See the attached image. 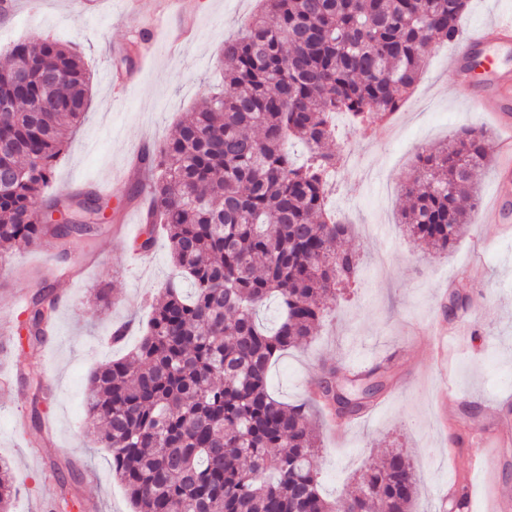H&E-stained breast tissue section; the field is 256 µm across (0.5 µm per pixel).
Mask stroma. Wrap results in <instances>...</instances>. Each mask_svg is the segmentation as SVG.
<instances>
[{"mask_svg":"<svg viewBox=\"0 0 512 512\" xmlns=\"http://www.w3.org/2000/svg\"><path fill=\"white\" fill-rule=\"evenodd\" d=\"M14 15L0 13V42L37 43L53 37L73 47L91 73L88 108L56 163L46 196L67 198L99 192L107 196L112 220L97 235L78 242L52 237L20 248L0 276V297L33 293L35 283L52 287L59 299L55 333L33 345L22 327L23 311L0 308V325L14 341L0 351V376L14 361L41 364L54 394L39 407L0 391V459L16 479L12 512H39L55 505L61 485L87 503V512H131L112 475L108 451L96 443L86 420L87 378L100 364L128 354L146 330L149 294L171 273L169 244L158 238L147 261L129 263L143 230L126 227L142 209L130 197V182L113 175L128 166L139 145L157 149L199 104L208 85L224 76V39L251 15L256 0H191L195 39L180 54L166 46L124 56L139 41L124 0H98L95 10L73 11L71 0H15ZM451 43L433 44L421 78L400 105L396 129L381 122L336 129L346 159L334 180L331 207L351 224L344 240L363 259V278L329 302L307 345L288 349L272 366L271 386L284 402L307 399L309 383L326 370L345 372L348 363L384 366V388L369 413L352 418L336 435L325 413L312 416L319 436L313 458L323 494L342 498L355 489L370 462L402 451L418 470L412 512H443L438 488L456 472L470 476L472 512H489L488 485L512 495V444L487 451L489 467L475 470L459 438L467 431L512 432V223L485 224L473 215L448 252L436 254L406 233L401 187L418 153L447 144L462 129L486 132L496 148L492 122L469 111L448 69ZM96 255L94 265L71 280L55 268ZM106 301H98V290ZM464 304L454 315L462 328L448 341V369L439 371L425 353L423 337L444 317L451 297ZM129 323L125 346L108 336ZM64 482H57V475Z\"/></svg>","mask_w":512,"mask_h":512,"instance_id":"1","label":"stroma"}]
</instances>
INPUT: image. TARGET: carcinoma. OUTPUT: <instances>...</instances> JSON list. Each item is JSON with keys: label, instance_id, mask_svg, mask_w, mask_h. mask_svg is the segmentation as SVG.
Here are the masks:
<instances>
[{"label": "carcinoma", "instance_id": "obj_1", "mask_svg": "<svg viewBox=\"0 0 512 512\" xmlns=\"http://www.w3.org/2000/svg\"><path fill=\"white\" fill-rule=\"evenodd\" d=\"M224 42V84L144 157L150 175L146 238L170 242L175 269L152 302L139 344L98 367L86 413L112 457L133 512H412L416 475L396 452L334 502L311 465L313 400L288 406L269 390L272 362L308 342L336 290L360 280L359 256L339 242L350 225L328 203V173L341 152L333 121L360 125L396 110L422 72L423 49L460 35L468 0H261ZM0 68V246L91 231L101 206L90 196H43L72 126L85 112L89 77L55 39L19 42ZM378 103L381 109L372 110ZM307 146L297 163L289 144ZM490 164L485 132L470 128L424 148L403 185L407 233L439 252L452 248L478 204L473 172ZM67 224H48L62 203ZM276 298L277 321L258 319ZM40 343L56 298L41 287L26 309ZM45 400L38 369L15 364ZM11 468L0 461V512H11Z\"/></svg>", "mask_w": 512, "mask_h": 512}]
</instances>
